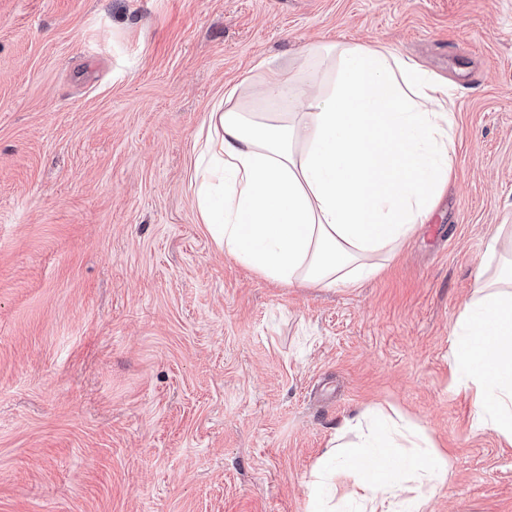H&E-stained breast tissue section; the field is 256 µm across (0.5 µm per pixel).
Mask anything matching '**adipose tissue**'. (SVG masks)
<instances>
[{"label": "adipose tissue", "instance_id": "adipose-tissue-1", "mask_svg": "<svg viewBox=\"0 0 512 512\" xmlns=\"http://www.w3.org/2000/svg\"><path fill=\"white\" fill-rule=\"evenodd\" d=\"M338 55L331 92L316 95L306 67L266 69L268 111L234 105L209 114L194 174L199 217L221 249L288 285L351 286L377 256L426 223L453 171V96L447 83L379 46L318 45ZM478 299L454 333L456 382L482 427L512 442V293L477 279ZM355 477L362 512H424L446 461L377 449L326 453Z\"/></svg>", "mask_w": 512, "mask_h": 512}]
</instances>
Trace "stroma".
I'll return each mask as SVG.
<instances>
[{
	"instance_id": "35a3bbf8",
	"label": "stroma",
	"mask_w": 512,
	"mask_h": 512,
	"mask_svg": "<svg viewBox=\"0 0 512 512\" xmlns=\"http://www.w3.org/2000/svg\"><path fill=\"white\" fill-rule=\"evenodd\" d=\"M387 45L454 92L429 223L357 285L271 282L193 192L261 59ZM512 246V0H0V512H312L363 415L448 461L425 512H512L452 334Z\"/></svg>"
}]
</instances>
